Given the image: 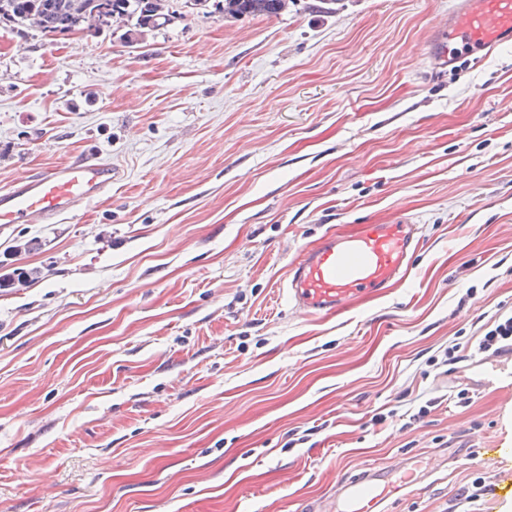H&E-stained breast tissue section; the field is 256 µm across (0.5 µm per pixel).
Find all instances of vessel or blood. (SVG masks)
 <instances>
[{"instance_id": "vessel-or-blood-1", "label": "vessel or blood", "mask_w": 512, "mask_h": 512, "mask_svg": "<svg viewBox=\"0 0 512 512\" xmlns=\"http://www.w3.org/2000/svg\"><path fill=\"white\" fill-rule=\"evenodd\" d=\"M508 44L512 0H455L427 55L434 68L443 69L458 48L486 57ZM124 178L122 170L94 153L27 173L0 191V226L65 219L111 193ZM423 246L414 224H364L350 236L326 233L289 263L288 301L307 316L339 314L361 296L381 295L404 283ZM431 476L417 457L391 468L368 464L308 512H382L389 500Z\"/></svg>"}]
</instances>
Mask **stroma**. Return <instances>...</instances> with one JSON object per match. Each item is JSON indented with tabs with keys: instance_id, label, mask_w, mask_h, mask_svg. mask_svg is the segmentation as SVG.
<instances>
[{
	"instance_id": "1",
	"label": "stroma",
	"mask_w": 512,
	"mask_h": 512,
	"mask_svg": "<svg viewBox=\"0 0 512 512\" xmlns=\"http://www.w3.org/2000/svg\"><path fill=\"white\" fill-rule=\"evenodd\" d=\"M452 2L0 28V190L88 153L126 174L0 228V275L41 272L0 288V512H303L408 457L436 475L389 512H454L477 479V512H512V457L480 455L512 448V364L474 386L446 361L512 314V47L433 70ZM404 218L425 240L406 283L289 305L303 247Z\"/></svg>"
}]
</instances>
